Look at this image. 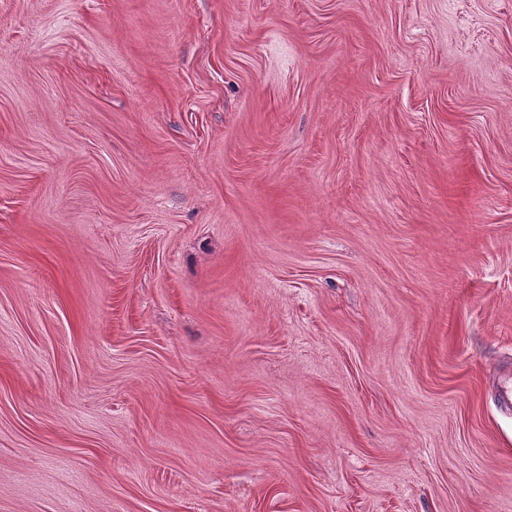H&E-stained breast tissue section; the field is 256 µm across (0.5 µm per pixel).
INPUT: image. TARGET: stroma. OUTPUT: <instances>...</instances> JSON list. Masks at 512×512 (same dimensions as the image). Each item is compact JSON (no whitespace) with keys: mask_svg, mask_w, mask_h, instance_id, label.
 Wrapping results in <instances>:
<instances>
[{"mask_svg":"<svg viewBox=\"0 0 512 512\" xmlns=\"http://www.w3.org/2000/svg\"><path fill=\"white\" fill-rule=\"evenodd\" d=\"M512 0H0V512H512Z\"/></svg>","mask_w":512,"mask_h":512,"instance_id":"35a3bbf8","label":"stroma"}]
</instances>
